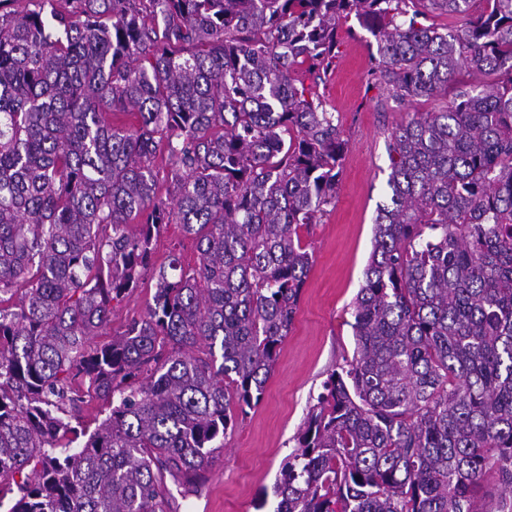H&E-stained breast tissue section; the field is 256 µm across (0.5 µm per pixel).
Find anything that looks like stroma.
Instances as JSON below:
<instances>
[{"label": "stroma", "instance_id": "1", "mask_svg": "<svg viewBox=\"0 0 512 512\" xmlns=\"http://www.w3.org/2000/svg\"><path fill=\"white\" fill-rule=\"evenodd\" d=\"M336 57L327 74L299 66L295 77L318 85L336 112L346 150L336 184V200L303 239L313 253L294 325L280 347L261 401L240 415L215 454L199 496L180 501L177 512H274V487L283 461L295 447L328 371L352 358V302L364 283L372 251L374 220L385 201L389 158L387 134L412 112H435L445 97L400 105L369 79L375 38L356 19L340 20ZM155 281L116 303L110 322L90 337L92 348L120 335L142 318Z\"/></svg>", "mask_w": 512, "mask_h": 512}]
</instances>
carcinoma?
<instances>
[{"instance_id": "carcinoma-1", "label": "carcinoma", "mask_w": 512, "mask_h": 512, "mask_svg": "<svg viewBox=\"0 0 512 512\" xmlns=\"http://www.w3.org/2000/svg\"><path fill=\"white\" fill-rule=\"evenodd\" d=\"M55 2L0 0V508L173 512L198 493L263 397L313 263L301 232L336 198L339 119L292 70H327L353 16L389 97L455 93L389 132L353 357L275 512H512V0ZM430 9L462 25L418 22ZM169 224L194 266H153ZM149 272L146 315L87 348ZM82 388L108 402L89 434ZM171 169L172 164L167 153L160 148L153 159V171L157 180L158 195L163 199L172 197Z\"/></svg>"}]
</instances>
